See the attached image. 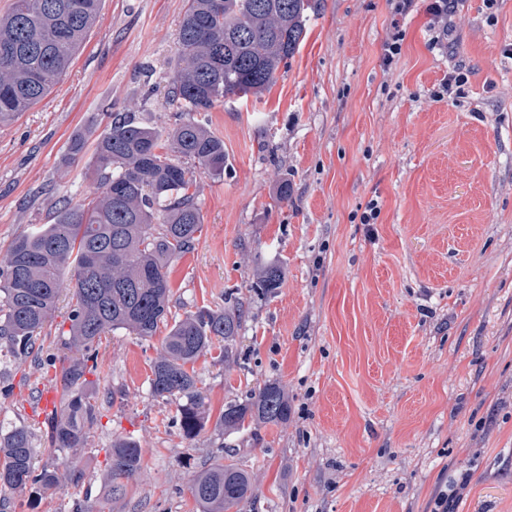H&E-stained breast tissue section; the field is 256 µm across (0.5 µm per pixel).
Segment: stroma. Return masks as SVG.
<instances>
[{
	"label": "stroma",
	"instance_id": "35a3bbf8",
	"mask_svg": "<svg viewBox=\"0 0 512 512\" xmlns=\"http://www.w3.org/2000/svg\"><path fill=\"white\" fill-rule=\"evenodd\" d=\"M186 0H103L95 27L53 90L0 125V251L65 201L96 189L94 150L63 163L70 137L133 112L167 135ZM388 0H319L304 43L260 98L219 100L199 116L224 142V172L191 188L203 226L170 265L173 315L242 304L230 357L195 365L209 415L185 439L177 404L155 398L151 366L166 329L125 330L96 352L106 420L79 458L85 477L8 512H200L196 472L233 451L253 496L234 512H431L450 478L470 482L457 512H512V0H458L449 35L424 0L383 44ZM460 70L458 101L441 84ZM375 223H361L369 202ZM285 269L274 293L261 267ZM268 381L287 422L225 434L226 402ZM26 361L0 377V426L47 420ZM133 435L144 469L107 497L105 450ZM394 20L392 22V32L384 44L383 65L384 68H390L395 58L401 54L402 42L404 40L402 30L400 29V20L398 17H405L413 7V0H390Z\"/></svg>",
	"mask_w": 512,
	"mask_h": 512
}]
</instances>
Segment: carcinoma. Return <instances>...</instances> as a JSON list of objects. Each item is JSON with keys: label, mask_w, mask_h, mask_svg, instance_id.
<instances>
[{"label": "carcinoma", "mask_w": 512, "mask_h": 512, "mask_svg": "<svg viewBox=\"0 0 512 512\" xmlns=\"http://www.w3.org/2000/svg\"><path fill=\"white\" fill-rule=\"evenodd\" d=\"M101 0H13L0 16V124L46 97L67 72L95 25ZM312 0H187L179 28L181 67L168 97L183 119L168 142L133 112L110 113L95 142L98 188L88 202L66 203L52 224L18 237L0 256V376L34 356L54 370L59 407L48 417L51 454L76 455L101 424L102 371L89 364L106 334L124 329L152 337L170 325L152 366L151 393L179 400L180 430L196 438L207 414L192 365L206 355L220 361L242 315L198 310L169 319L170 262L192 249L203 223L190 193L191 161L224 172V141L193 117L224 98L260 96L278 78L306 35ZM72 267L70 278L62 270ZM284 268L266 264L259 288L281 287ZM69 295V337L44 346L42 332L60 297ZM288 396L277 382L259 386L244 401H229L216 427L238 433L288 420ZM109 494L143 468L132 436L106 449ZM34 433L26 425L0 428V495L47 493L62 486L54 464L37 465ZM192 496L201 512H230L253 494L250 475L234 460L197 472Z\"/></svg>", "instance_id": "obj_1"}]
</instances>
